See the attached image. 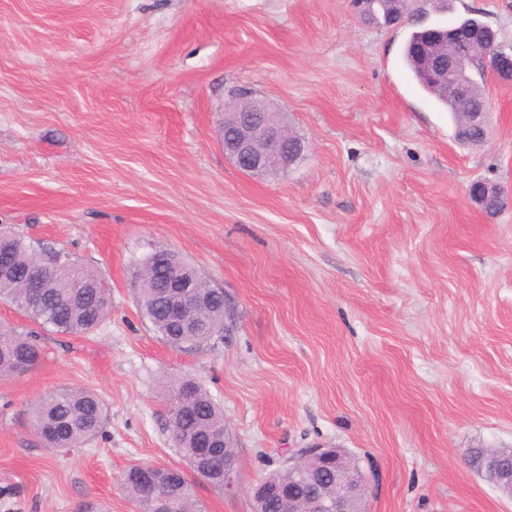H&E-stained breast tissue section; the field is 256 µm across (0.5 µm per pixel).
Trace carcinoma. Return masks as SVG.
Masks as SVG:
<instances>
[{
  "label": "carcinoma",
  "instance_id": "cac0c4a2",
  "mask_svg": "<svg viewBox=\"0 0 512 512\" xmlns=\"http://www.w3.org/2000/svg\"><path fill=\"white\" fill-rule=\"evenodd\" d=\"M424 39V27L411 32L404 59L419 88L451 112L454 123H460V109L447 96L439 93L427 80L415 59L413 48ZM12 260L11 268L0 274V302H4L46 331L58 335L80 336L93 332L112 310V290L98 272L52 250H35L25 238L9 230L0 231ZM43 275L47 288L39 297H31L27 281L33 273ZM147 266L136 271L137 306L141 316L153 327L162 343L178 350H201L217 336L224 335V294L218 293L205 312H193L187 320H206L192 336H169L171 327L167 305L158 289L151 287L152 276ZM42 359V349L34 332L6 327L0 331V377L20 376L35 368ZM186 395L190 409L181 418L172 416L171 440L188 461L196 454L200 438L212 441L203 471L194 475L224 488V414L209 394L195 381L184 379L170 386L168 402ZM33 427L46 448H80L103 433L109 422V409L96 393L79 387L60 386L36 400L32 411ZM166 477L150 487L140 484L137 472L130 467L121 474V484L139 502L143 512H198L193 486L185 473L161 469Z\"/></svg>",
  "mask_w": 512,
  "mask_h": 512
}]
</instances>
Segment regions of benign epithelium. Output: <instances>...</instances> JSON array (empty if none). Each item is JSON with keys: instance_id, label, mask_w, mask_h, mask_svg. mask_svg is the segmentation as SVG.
<instances>
[{"instance_id": "1", "label": "benign epithelium", "mask_w": 512, "mask_h": 512, "mask_svg": "<svg viewBox=\"0 0 512 512\" xmlns=\"http://www.w3.org/2000/svg\"><path fill=\"white\" fill-rule=\"evenodd\" d=\"M479 47L492 50V58L486 64L492 78L511 82L512 51L501 48L496 32L475 19L426 28L424 41L415 48V57L438 90L464 105L474 81L465 67V55ZM224 111L235 117L232 128L224 131V154L236 167L246 173L273 175L294 165L301 144L283 120V107L242 91L233 108L226 107ZM489 123L490 112L486 109L466 113V124L457 140L472 144L470 129L487 131ZM491 192L502 195L483 181L469 187V196L480 205ZM164 287L172 295V312L179 315L184 314L188 304L202 311L212 299L209 293L188 291L192 284L180 274L167 275ZM488 466L496 489L511 496L512 467L502 465L496 454L489 455ZM251 492L254 512H263L264 504L270 500L278 502L280 512H365L366 478L345 450L317 445L288 458V467L259 479Z\"/></svg>"}]
</instances>
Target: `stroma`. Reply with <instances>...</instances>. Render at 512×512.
<instances>
[{
    "mask_svg": "<svg viewBox=\"0 0 512 512\" xmlns=\"http://www.w3.org/2000/svg\"><path fill=\"white\" fill-rule=\"evenodd\" d=\"M416 7L512 49V0ZM410 32L352 0H0V228L112 289L92 334H45L39 365L0 377V512H141L125 469L189 468L167 428L181 379L235 444L237 489L196 480L200 512H253L250 485L317 444L357 463L370 512H512L466 460L512 448V84L487 79L493 135L462 146L403 66ZM244 88L302 138L288 171L225 156ZM476 180L505 191L495 218ZM156 247L231 302L204 349L164 345L138 311ZM63 385L100 394L110 421L52 452L31 405Z\"/></svg>",
    "mask_w": 512,
    "mask_h": 512,
    "instance_id": "35a3bbf8",
    "label": "stroma"
}]
</instances>
